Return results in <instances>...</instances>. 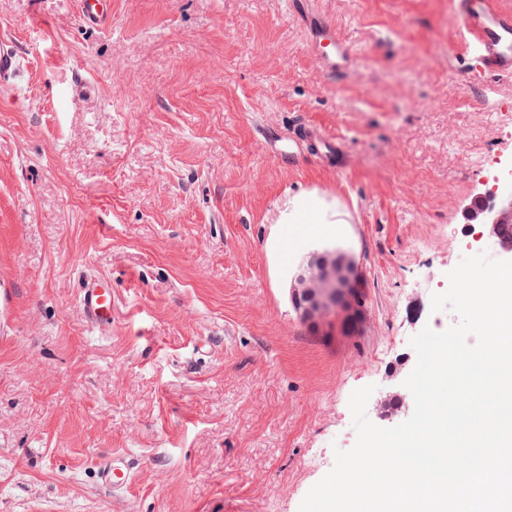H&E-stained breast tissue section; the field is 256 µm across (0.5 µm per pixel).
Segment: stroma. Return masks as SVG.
I'll return each instance as SVG.
<instances>
[{
  "instance_id": "35a3bbf8",
  "label": "stroma",
  "mask_w": 512,
  "mask_h": 512,
  "mask_svg": "<svg viewBox=\"0 0 512 512\" xmlns=\"http://www.w3.org/2000/svg\"><path fill=\"white\" fill-rule=\"evenodd\" d=\"M0 0V512H299L356 442L412 336L459 316L433 294L488 170L512 164V76L451 55L450 0H315L354 60L329 71L288 0ZM344 145L299 146L303 124ZM326 216L293 247L301 199ZM332 246L366 289L352 332L291 302ZM112 287V330L84 320L85 277ZM131 458L129 491L97 460ZM107 0H80V18L91 24L105 21L109 15Z\"/></svg>"
}]
</instances>
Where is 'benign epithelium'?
<instances>
[{
	"mask_svg": "<svg viewBox=\"0 0 512 512\" xmlns=\"http://www.w3.org/2000/svg\"><path fill=\"white\" fill-rule=\"evenodd\" d=\"M470 218L491 237L499 225L512 221V167L501 173L492 188L477 195ZM359 284L347 255L336 249L325 250L310 255L291 289V299L306 321L330 316L352 320L365 305Z\"/></svg>",
	"mask_w": 512,
	"mask_h": 512,
	"instance_id": "obj_1",
	"label": "benign epithelium"
}]
</instances>
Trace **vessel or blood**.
I'll return each instance as SVG.
<instances>
[{
    "mask_svg": "<svg viewBox=\"0 0 512 512\" xmlns=\"http://www.w3.org/2000/svg\"><path fill=\"white\" fill-rule=\"evenodd\" d=\"M451 8L456 24L448 34L449 45L472 52L480 70L512 73V6L506 0H451ZM108 15V0H80L83 21L99 24ZM332 32V24L323 23L311 46L322 53L329 69L339 71L348 63L351 53L341 40L336 42L334 53H326ZM302 135L320 154L330 156L339 148L334 136L316 126H304ZM79 305L85 321L94 330H111L112 290L107 282L96 277L85 279L79 290ZM97 473L101 483L115 492L129 488L133 479L131 464L120 455L100 459Z\"/></svg>",
    "mask_w": 512,
    "mask_h": 512,
    "instance_id": "b4317fda",
    "label": "vessel or blood"
}]
</instances>
